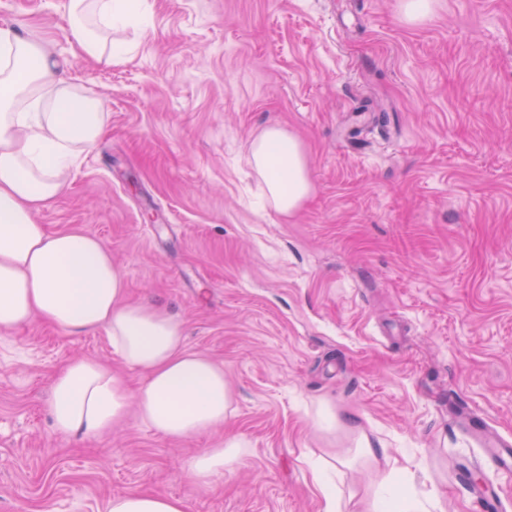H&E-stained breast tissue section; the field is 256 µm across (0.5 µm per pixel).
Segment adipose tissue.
<instances>
[{
    "label": "adipose tissue",
    "mask_w": 512,
    "mask_h": 512,
    "mask_svg": "<svg viewBox=\"0 0 512 512\" xmlns=\"http://www.w3.org/2000/svg\"><path fill=\"white\" fill-rule=\"evenodd\" d=\"M67 37L85 59L111 62L127 51L121 32L140 28L135 0H67ZM52 89L40 110L17 106L36 89ZM105 130L103 102L57 74L39 44L0 30V335L40 319L70 336L104 330L112 351L143 381H124L91 359L66 363L54 376L48 408L56 433L93 441L128 413L173 441L222 427L231 393L224 368L185 347L183 323L167 309L125 300V280L112 254L91 233H48L34 215L68 186L74 159ZM249 164L263 183L262 207L292 218L313 192L303 143L286 129L265 127L250 143ZM244 454L229 437L183 463L191 486L233 469ZM108 512H187L185 499L127 492Z\"/></svg>",
    "instance_id": "ef3b65f1"
}]
</instances>
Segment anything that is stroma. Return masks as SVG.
<instances>
[{"mask_svg":"<svg viewBox=\"0 0 512 512\" xmlns=\"http://www.w3.org/2000/svg\"><path fill=\"white\" fill-rule=\"evenodd\" d=\"M64 0H0V30L40 43L100 97L102 138L35 215L97 235L131 303L167 308L224 368V427L174 442L136 416L57 435L55 373L93 359L137 388L104 331L40 321L0 340V512H106L136 489L188 512H343L379 480L473 512L453 468L472 451L449 403L512 435V0H146L112 65L77 56ZM278 123L314 185L290 221L258 214L251 140ZM236 470L191 487L184 460L223 436ZM384 449L357 457L360 439ZM311 478L322 494L325 500L324 512H340L338 507V500L336 498V491L333 490L328 474L325 472L323 465H312L311 466Z\"/></svg>","mask_w":512,"mask_h":512,"instance_id":"35a3bbf8","label":"stroma"}]
</instances>
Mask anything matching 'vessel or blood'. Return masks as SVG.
<instances>
[{
	"label": "vessel or blood",
	"instance_id": "1",
	"mask_svg": "<svg viewBox=\"0 0 512 512\" xmlns=\"http://www.w3.org/2000/svg\"><path fill=\"white\" fill-rule=\"evenodd\" d=\"M448 414L470 443L483 450L499 482L511 484L512 439L495 435L484 416L464 407L451 406ZM469 471V466L463 465L455 469L454 475L460 488L473 499L476 512H507V504L503 497L490 493L485 487L475 483Z\"/></svg>",
	"mask_w": 512,
	"mask_h": 512
}]
</instances>
